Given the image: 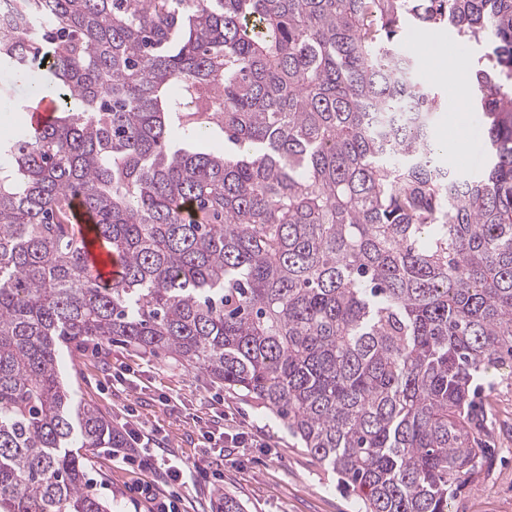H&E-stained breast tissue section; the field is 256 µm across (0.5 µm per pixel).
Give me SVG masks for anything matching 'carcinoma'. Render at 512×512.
<instances>
[{
  "instance_id": "cac0c4a2",
  "label": "carcinoma",
  "mask_w": 512,
  "mask_h": 512,
  "mask_svg": "<svg viewBox=\"0 0 512 512\" xmlns=\"http://www.w3.org/2000/svg\"><path fill=\"white\" fill-rule=\"evenodd\" d=\"M13 5L0 66L67 102L0 143V512H112L87 461L125 436L59 358L113 339L260 400L362 512H448L486 462L472 382L512 361V0ZM410 27L488 47L477 175L440 161ZM106 253V248L102 241L87 237V263L100 283H104L109 278V272L111 270Z\"/></svg>"
}]
</instances>
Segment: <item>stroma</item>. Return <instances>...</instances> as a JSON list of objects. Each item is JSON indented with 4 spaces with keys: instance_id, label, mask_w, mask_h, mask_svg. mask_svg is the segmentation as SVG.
Listing matches in <instances>:
<instances>
[{
    "instance_id": "obj_1",
    "label": "stroma",
    "mask_w": 512,
    "mask_h": 512,
    "mask_svg": "<svg viewBox=\"0 0 512 512\" xmlns=\"http://www.w3.org/2000/svg\"><path fill=\"white\" fill-rule=\"evenodd\" d=\"M44 69L27 80L0 67V140L21 137L32 86L45 85ZM438 142L456 137L479 150L482 114L470 103L459 112H440ZM107 357L75 348L63 350L62 377L77 400L98 407L114 427H140L155 434L175 457L199 460L200 469L183 489L182 512H216L219 493L241 502L244 512H358L359 500L339 486L335 474L317 463L259 400L227 389L207 374L187 369L163 354L137 352L121 341L107 345ZM491 382H478L477 404L486 410L478 439L493 451L479 474L448 499V512H512V365L492 370ZM245 433L243 447L230 438ZM222 468L224 479L212 472ZM139 471L96 450L88 460L91 489L111 503L112 512H151L147 500L128 494Z\"/></svg>"
}]
</instances>
